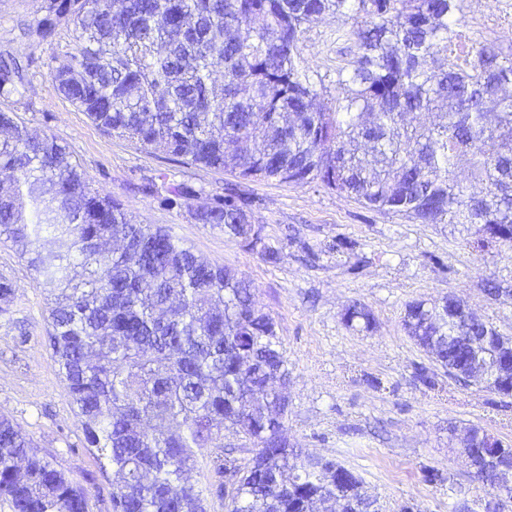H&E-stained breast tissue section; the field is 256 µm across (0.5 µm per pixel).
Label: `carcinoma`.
Here are the masks:
<instances>
[{"label": "carcinoma", "mask_w": 512, "mask_h": 512, "mask_svg": "<svg viewBox=\"0 0 512 512\" xmlns=\"http://www.w3.org/2000/svg\"><path fill=\"white\" fill-rule=\"evenodd\" d=\"M463 0H44L29 29L47 42L61 25L76 52L55 88L103 131L185 165L244 178L316 181L364 206L421 224L473 228L474 246L512 244V54L463 43ZM354 20V60L336 68L327 104L297 43L313 18ZM31 60L0 54V97L24 85ZM427 112L432 121L414 125ZM0 237L34 281L49 284L48 343L85 448L112 468V512H370L362 480L332 459L291 447L288 368L275 323L249 284L139 224L101 194L50 136H32L0 112ZM468 157L470 180L454 161ZM169 207L259 250L250 201L192 204L187 183L150 184ZM52 247L41 243V233ZM343 320L369 327L357 304ZM448 304H408L404 329L443 367L478 359L448 342ZM488 351L512 339L471 325ZM252 456H224V432ZM209 459L217 483L189 473ZM91 493L0 416V501L11 512H87Z\"/></svg>", "instance_id": "1"}]
</instances>
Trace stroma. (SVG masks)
I'll use <instances>...</instances> for the list:
<instances>
[{"label":"stroma","mask_w":512,"mask_h":512,"mask_svg":"<svg viewBox=\"0 0 512 512\" xmlns=\"http://www.w3.org/2000/svg\"><path fill=\"white\" fill-rule=\"evenodd\" d=\"M42 5L0 0V52L33 60L25 88L0 97V111L65 145L93 186L120 199L136 220L165 227L196 255L249 283L274 319L288 361L289 442L352 469L378 512H458L463 505L486 512L493 493L473 476L450 428L476 426L512 443V396L451 378L408 336L403 319L408 303L453 294L512 336V248L477 251L459 225L373 210L317 182L183 166L107 134L51 80L75 47L72 28L61 27L49 43L26 36ZM460 20L473 40L512 52V0H464ZM340 25L330 15L307 24L302 67L329 75L351 58L354 45L338 36ZM163 174L195 187L203 202L230 189L249 197L253 221L278 261L194 223L186 209L162 204L146 187ZM0 275L15 288L13 300L0 304V415L93 493L92 512H111L110 477L83 444L47 345L48 292L8 242H0ZM490 282L496 294L487 293ZM355 302L371 314L370 328L345 325L343 313ZM431 469L446 482H427Z\"/></svg>","instance_id":"obj_1"}]
</instances>
